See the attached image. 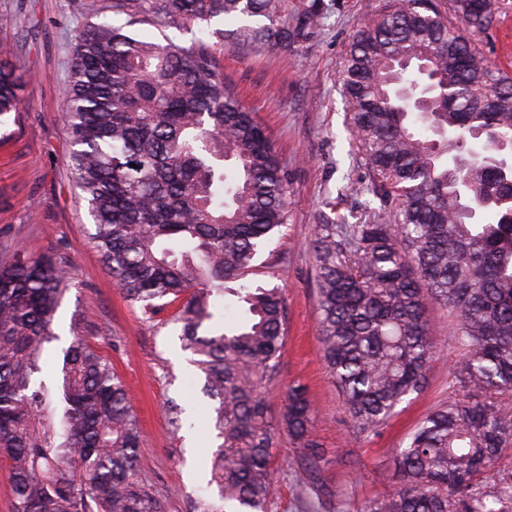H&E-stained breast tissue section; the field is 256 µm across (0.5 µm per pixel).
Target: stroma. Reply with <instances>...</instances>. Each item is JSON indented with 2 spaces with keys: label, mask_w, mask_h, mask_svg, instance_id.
I'll return each mask as SVG.
<instances>
[{
  "label": "stroma",
  "mask_w": 512,
  "mask_h": 512,
  "mask_svg": "<svg viewBox=\"0 0 512 512\" xmlns=\"http://www.w3.org/2000/svg\"><path fill=\"white\" fill-rule=\"evenodd\" d=\"M325 17L313 36L291 52H245L209 43L224 80L264 128L288 180L289 217L256 262L249 282L282 288L286 302L280 369L264 390L272 417H279L288 387L306 386L314 411V437L324 450L323 482L335 493L325 512H355L392 487V450L435 406L453 396L452 368L462 352L449 317L436 304L428 316L437 352L425 389L398 406L377 433L361 436L327 371L319 342L318 297L312 243L326 202L339 211L358 210L360 201L337 191L367 172L356 157L340 81L349 44L377 16L383 0H320ZM497 23L478 47L493 62L512 66V0H500ZM0 59L22 73L20 110L0 127V254L48 255L73 279L59 310V325L78 323L91 346L105 355L131 389L139 421V479L163 495L167 512H192L204 482L189 485L195 463L209 462L218 445L214 429L199 424L174 432V408L199 409L201 384L178 339L173 309L154 318L128 302L103 267L91 234L92 220L78 198L68 158L71 136L63 120V88L69 77L77 30L125 17L95 10L93 0H0Z\"/></svg>",
  "instance_id": "1"
}]
</instances>
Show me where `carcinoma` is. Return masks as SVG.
<instances>
[{
    "label": "carcinoma",
    "mask_w": 512,
    "mask_h": 512,
    "mask_svg": "<svg viewBox=\"0 0 512 512\" xmlns=\"http://www.w3.org/2000/svg\"><path fill=\"white\" fill-rule=\"evenodd\" d=\"M477 0H388L358 30L341 80L349 127L379 207L356 224L316 225L313 266L323 360L356 432L386 423L423 391L435 354L426 305L448 310L463 351L462 396L422 417L393 450V488L361 512H508L512 474L482 478L512 448V73L477 47ZM128 23L157 28L233 18L234 43L284 51L320 25L314 4L288 0H106ZM265 17L269 24L251 25ZM16 68L0 62V125L18 111ZM69 167L93 220L91 240L124 298L172 319L203 379L206 418L223 442L195 512H268L286 435L301 512L332 492L318 476L306 387L271 417L264 388L279 371L286 305L246 282L288 220V184L252 113L200 41L183 48L102 23L80 31L63 89ZM232 161L236 176L224 177ZM67 271L44 256H0V456L12 512H166L139 480L140 431L129 391L70 324L61 380L38 378ZM246 319L212 323L227 299Z\"/></svg>",
    "instance_id": "carcinoma-1"
}]
</instances>
